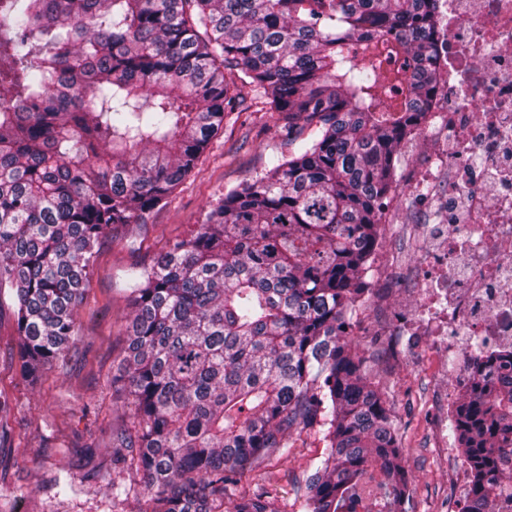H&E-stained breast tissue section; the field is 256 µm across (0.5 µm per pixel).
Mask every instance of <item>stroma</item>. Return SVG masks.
<instances>
[{
    "label": "stroma",
    "instance_id": "obj_1",
    "mask_svg": "<svg viewBox=\"0 0 512 512\" xmlns=\"http://www.w3.org/2000/svg\"><path fill=\"white\" fill-rule=\"evenodd\" d=\"M289 128L301 139L309 134L303 122L289 124L286 115L267 111L260 100H253L243 121L225 119L191 175L164 206L149 213L144 223L113 226L78 306L77 348L47 370L36 386L25 385L18 362L7 357L8 351L17 350L18 338L10 302L0 301V397L9 403L0 422L11 435L14 455L6 479L0 480V512H143L144 503L130 499L115 505L109 495L111 481L122 476L112 462V431L128 423L131 408L127 396L112 391V378L121 372L131 313L128 274L153 264L173 242L190 238L209 204L228 188L261 174L272 158L288 153ZM413 222L401 213L396 223L382 225V248L372 275L384 296L376 309L361 313L353 340L362 351L375 339L389 349L387 365H376L375 370L400 422L413 479V512H458L471 472L460 450L439 436L447 413L439 394L447 392L449 403L456 402L460 385L448 378L446 365L463 362L464 357L459 351L433 354L427 336L409 343L396 321L426 286L420 251L412 241ZM323 451V443L302 437L293 455L271 467L266 483L248 474L240 488L250 494L263 485L279 498L292 500L294 480L302 478ZM89 462L99 475L86 494H55L52 484L59 470L79 480Z\"/></svg>",
    "mask_w": 512,
    "mask_h": 512
}]
</instances>
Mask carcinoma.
<instances>
[{"instance_id":"obj_1","label":"carcinoma","mask_w":512,"mask_h":512,"mask_svg":"<svg viewBox=\"0 0 512 512\" xmlns=\"http://www.w3.org/2000/svg\"><path fill=\"white\" fill-rule=\"evenodd\" d=\"M438 0H0V291L35 385L79 335L98 247L138 224L242 113L310 138L130 272L133 398L112 500L149 512H408L393 402L352 348L400 149L439 87ZM448 422L472 474L462 512H512V353L466 342ZM325 445L289 507L264 479ZM378 473V492L360 493ZM296 445L298 448L295 449L293 455L279 460L274 467H270L269 478L266 482L259 481L253 473H247L243 476L239 489L251 495L258 490V486L261 484L269 491L276 493L279 498L292 502L294 496L292 480L302 479L310 461L320 456L325 449L323 443L314 437H306L305 434L301 440L297 441Z\"/></svg>"}]
</instances>
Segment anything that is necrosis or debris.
Masks as SVG:
<instances>
[{"label":"necrosis or debris","instance_id":"4bbe7bcc","mask_svg":"<svg viewBox=\"0 0 512 512\" xmlns=\"http://www.w3.org/2000/svg\"><path fill=\"white\" fill-rule=\"evenodd\" d=\"M446 49L441 91L422 131L421 176L404 198L440 196L416 218L427 244L422 263L435 282L405 314L410 336L454 345L476 331L512 347V0H439ZM451 141L442 150L443 141ZM472 197L473 219H459Z\"/></svg>","mask_w":512,"mask_h":512}]
</instances>
